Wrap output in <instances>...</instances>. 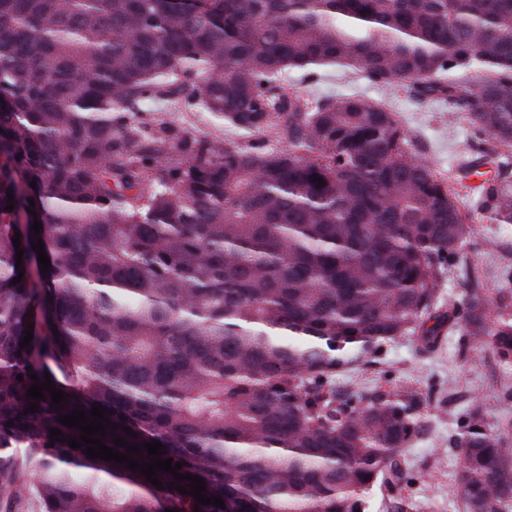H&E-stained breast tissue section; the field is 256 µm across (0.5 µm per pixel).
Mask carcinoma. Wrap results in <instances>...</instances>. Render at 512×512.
<instances>
[{"label": "carcinoma", "mask_w": 512, "mask_h": 512, "mask_svg": "<svg viewBox=\"0 0 512 512\" xmlns=\"http://www.w3.org/2000/svg\"><path fill=\"white\" fill-rule=\"evenodd\" d=\"M325 64L464 106L476 154L450 183L387 107L281 83ZM156 101L285 145L157 122ZM472 191L512 224V0H0V512H366L376 486L403 512L429 398L336 376L445 327L512 363V290L437 306ZM96 403L105 446L160 442L225 507L70 448L57 418ZM448 447L464 512H512V436L475 405Z\"/></svg>", "instance_id": "carcinoma-1"}]
</instances>
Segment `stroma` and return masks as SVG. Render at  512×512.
<instances>
[{
  "mask_svg": "<svg viewBox=\"0 0 512 512\" xmlns=\"http://www.w3.org/2000/svg\"><path fill=\"white\" fill-rule=\"evenodd\" d=\"M286 81L311 101L356 94L388 105L406 130L414 153L429 160L445 178H452L463 158L477 148L468 123L449 124L446 102L416 99L340 66L291 71ZM146 109L154 120H169L193 133L230 145L243 141L237 130L205 112H181L162 102L147 104ZM459 204L472 226L461 247L467 266L489 296H497L502 288L512 289V224L493 223L487 213L473 208L469 197H461ZM461 344L458 334H446L434 350L427 351L417 337L404 336L383 346L375 364L336 378L341 385L351 380L366 386L435 389L432 402L420 411L419 434L404 450L408 459L404 512H463L453 487L457 457L449 450L448 440L459 432L466 406L480 404L490 427L512 434V398L503 396L504 390L512 388V365L501 363L487 348L482 351V363L471 364Z\"/></svg>",
  "mask_w": 512,
  "mask_h": 512,
  "instance_id": "stroma-1",
  "label": "stroma"
}]
</instances>
